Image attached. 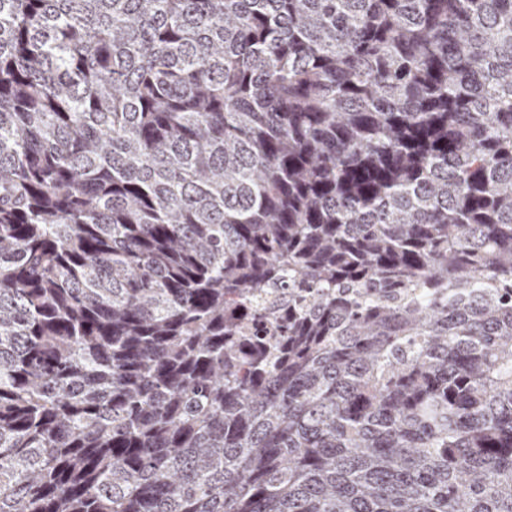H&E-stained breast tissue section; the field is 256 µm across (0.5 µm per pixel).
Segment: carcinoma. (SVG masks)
I'll return each mask as SVG.
<instances>
[{"mask_svg": "<svg viewBox=\"0 0 512 512\" xmlns=\"http://www.w3.org/2000/svg\"><path fill=\"white\" fill-rule=\"evenodd\" d=\"M0 512H512V0H0Z\"/></svg>", "mask_w": 512, "mask_h": 512, "instance_id": "cac0c4a2", "label": "carcinoma"}]
</instances>
